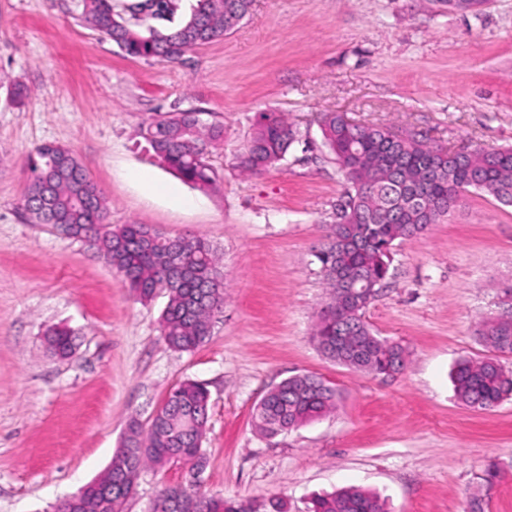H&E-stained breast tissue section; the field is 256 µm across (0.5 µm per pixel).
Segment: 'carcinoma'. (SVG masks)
<instances>
[{"instance_id": "obj_1", "label": "carcinoma", "mask_w": 512, "mask_h": 512, "mask_svg": "<svg viewBox=\"0 0 512 512\" xmlns=\"http://www.w3.org/2000/svg\"><path fill=\"white\" fill-rule=\"evenodd\" d=\"M253 0H195L190 13L171 27L176 0H81L80 18L132 57L178 60L185 51L237 26ZM323 143L349 185L336 207L329 242L316 253L329 302L314 325L312 340L336 363L379 375L401 373L405 349L376 334L365 320L372 298L390 278L392 250L439 224L464 193L474 190L512 206V148H478L453 160L414 136L401 141L381 126L347 124L327 112L321 120ZM140 137L155 156L183 180L199 188L214 182L208 148L224 138V125L199 121L197 112H168L150 118ZM298 141L280 112H262L247 149L236 157L244 174L259 175L282 161ZM30 183L23 208L57 231L91 236L122 287L139 300L162 290L168 302L161 315L166 344L191 352L210 337L213 318L224 307V276L217 251L194 235L172 237L145 224L107 222L102 190L67 148L42 144L29 158ZM504 314L484 321L479 341L493 353H512V289L505 291ZM56 356L73 352L65 328L46 333ZM457 398L474 410H489L512 396V374L496 357L459 360L451 373ZM338 389L314 374L295 375L269 389L253 412V423L276 436L334 411ZM209 392L185 381L170 392L148 427L133 420L105 473L77 500H64L56 512H122L146 467L193 460L202 466ZM152 512H256L250 503L209 497L181 486L163 490ZM310 512H387L380 497L348 487L318 496Z\"/></svg>"}]
</instances>
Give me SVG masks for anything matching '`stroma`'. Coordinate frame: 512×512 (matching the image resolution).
<instances>
[{
	"instance_id": "35a3bbf8",
	"label": "stroma",
	"mask_w": 512,
	"mask_h": 512,
	"mask_svg": "<svg viewBox=\"0 0 512 512\" xmlns=\"http://www.w3.org/2000/svg\"><path fill=\"white\" fill-rule=\"evenodd\" d=\"M80 12L78 0H0V512H54L106 470L129 419L149 424L185 380L210 394L205 469H145L122 512L194 482L257 505L280 497L288 512L347 486L377 492L389 512H512V399L466 408L450 377L459 360L485 356L476 330L504 310L512 206L465 193L447 220L394 248L365 318L407 348L402 373L348 369L311 340L327 300L314 254L346 188L321 113L450 150L512 146V0L476 13L445 0H254L232 31L174 63L127 56ZM17 84L28 93L20 107L8 97ZM186 110L224 126L205 190L138 144L149 118ZM268 111L284 113L299 141L263 174H243L235 158ZM44 143L77 155L110 223L216 248L224 310L204 345L168 348L164 295L140 301L96 249L29 219L26 159ZM55 327L73 334L68 359L46 346ZM305 372L339 389L337 410L260 435L256 404Z\"/></svg>"
}]
</instances>
